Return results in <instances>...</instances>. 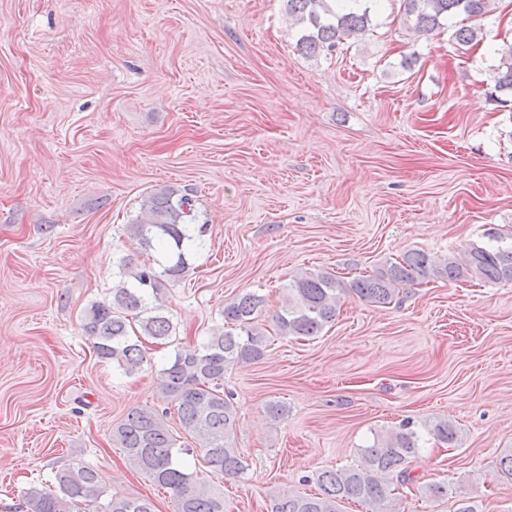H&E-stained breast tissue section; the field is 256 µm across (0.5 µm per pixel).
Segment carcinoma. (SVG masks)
<instances>
[{
	"mask_svg": "<svg viewBox=\"0 0 512 512\" xmlns=\"http://www.w3.org/2000/svg\"><path fill=\"white\" fill-rule=\"evenodd\" d=\"M402 2L403 22L418 34L434 31L454 15L481 19L495 5V0ZM287 6L288 15L305 26L297 47L307 55L336 48L337 42L364 31L371 22L365 0H287ZM454 37L458 44L472 46L479 40V27L462 25ZM495 87L512 91V46L501 57ZM195 220L189 194L165 187L147 196L126 232L146 250L156 243L169 248L168 264L156 268L122 258L112 298L93 303L85 312L83 326L95 340L97 356L126 374L141 370L146 361L141 337L165 340L172 336L174 326L164 314L163 288L187 269L188 243L202 241L203 230L190 233ZM495 241L475 245L464 258H448L438 265L423 251L407 252L375 274L348 283L323 272H301L288 283L283 304L272 316L273 325L280 336L311 338L336 319L341 297L350 292L383 306L391 304L402 287L429 279L512 281V242L499 236ZM262 306L263 298L254 292L224 305V321L231 329L210 337L199 348L176 347L173 359L157 374L161 394L175 403L180 425L197 440L205 463L226 476L244 474L247 465L232 442L236 412L224 396V372L263 357L270 335L258 323ZM164 417L152 408H133L112 429V440L135 469L172 493L174 512H224V497L183 464L182 456L191 449L176 447ZM430 434L443 444L459 443L455 426L446 419L432 423ZM417 449V434L408 427L385 430L361 449L359 464L316 474L318 492L310 496L271 495L268 512H342L341 503L349 500L361 503L366 512H397L395 483L413 481L408 464ZM55 480V491L33 487L26 492L24 512H94L98 508L104 487L95 470L71 467L57 473ZM105 509L154 512V505L148 499L114 496Z\"/></svg>",
	"mask_w": 512,
	"mask_h": 512,
	"instance_id": "1",
	"label": "carcinoma"
}]
</instances>
